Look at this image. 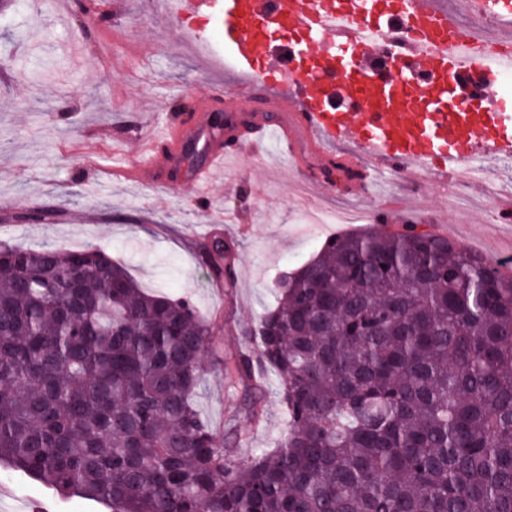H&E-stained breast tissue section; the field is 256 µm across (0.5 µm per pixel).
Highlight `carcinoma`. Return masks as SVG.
<instances>
[{
  "label": "carcinoma",
  "mask_w": 512,
  "mask_h": 512,
  "mask_svg": "<svg viewBox=\"0 0 512 512\" xmlns=\"http://www.w3.org/2000/svg\"><path fill=\"white\" fill-rule=\"evenodd\" d=\"M231 246L206 259L228 288ZM222 370L288 423L237 461L210 318L104 249L0 244V464L110 512H512V277L419 224L327 239ZM277 379L270 375L268 390L259 392L238 385L233 396H224V379L217 361L209 358L206 362L204 386L196 398V403L214 428L226 439L229 428L233 427L235 436L245 439L234 447L238 457H242L252 448H268L281 436L285 427L284 412L273 395ZM261 401L265 405L266 421L254 430L248 418L249 407ZM230 419H233L230 421ZM238 446V447H235Z\"/></svg>",
  "instance_id": "obj_1"
}]
</instances>
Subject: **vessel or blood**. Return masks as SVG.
I'll return each instance as SVG.
<instances>
[{
    "instance_id": "vessel-or-blood-1",
    "label": "vessel or blood",
    "mask_w": 512,
    "mask_h": 512,
    "mask_svg": "<svg viewBox=\"0 0 512 512\" xmlns=\"http://www.w3.org/2000/svg\"><path fill=\"white\" fill-rule=\"evenodd\" d=\"M460 6L472 17L467 36L445 0H174L179 16L221 14L224 65L241 74L243 88L226 98L204 94L191 126L171 128L164 150L147 147L136 173L174 188L171 174L191 131L205 160L190 179L209 185L229 155L227 134L207 119L220 110L237 123L229 135L276 138L297 163H324L330 146L348 142L355 151L344 156L346 166L397 168L411 180L453 173L478 144L489 157L512 150L511 99L486 112L479 101L452 96L459 80L480 67L471 37L512 43V0H460ZM490 14L501 18L492 28L485 24ZM405 16L417 35L404 46L410 66L395 71L390 44ZM285 83L288 97L268 94V87ZM160 156L166 164L159 168Z\"/></svg>"
}]
</instances>
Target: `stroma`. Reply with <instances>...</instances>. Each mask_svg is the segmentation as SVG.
I'll list each match as a JSON object with an SVG mask.
<instances>
[{"label":"stroma","instance_id":"35a3bbf8","mask_svg":"<svg viewBox=\"0 0 512 512\" xmlns=\"http://www.w3.org/2000/svg\"><path fill=\"white\" fill-rule=\"evenodd\" d=\"M88 16L57 0H0V241L49 244L76 250L101 246L123 261L148 289L164 287L190 299L214 320L213 341L224 358L236 357L238 326L253 323L277 304L276 283L304 264L336 224H316L311 212L321 196L306 186L311 174L289 165L275 149H242L208 189L184 182L173 193L133 170L163 125L184 123L188 107L205 91L234 93L239 74L195 55L202 32L218 53L224 34L209 15L178 17L146 12L143 0H104ZM54 100L46 113L43 100ZM378 170L361 188L331 183L328 194L364 211L379 207L416 217L426 228L444 224L450 240L496 260L512 259V223L493 224L484 208H448V182L413 188L387 182ZM53 212L45 223L28 222L35 210ZM223 238L233 248V287L220 288L201 259L204 245ZM237 387L225 396L216 360L206 363L196 399L221 435L240 437L237 454L268 448L285 427L272 393ZM265 406L253 426L248 410ZM11 492L0 512H108L87 499H63L20 472L0 466Z\"/></svg>","mask_w":512,"mask_h":512}]
</instances>
